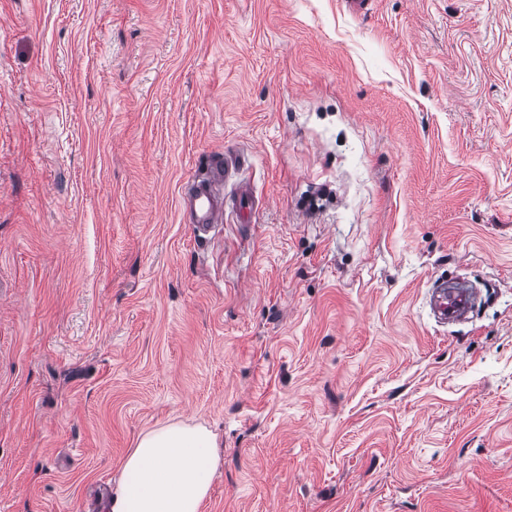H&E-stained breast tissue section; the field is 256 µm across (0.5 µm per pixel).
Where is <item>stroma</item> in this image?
<instances>
[{
  "label": "stroma",
  "instance_id": "obj_1",
  "mask_svg": "<svg viewBox=\"0 0 512 512\" xmlns=\"http://www.w3.org/2000/svg\"><path fill=\"white\" fill-rule=\"evenodd\" d=\"M174 421L201 512H512V0H0V512ZM239 164L230 154L215 151L210 154L207 179L193 180L192 192L187 197V210L200 240H205L211 232L224 223L229 211L239 217H245L253 210V201L249 191L241 189L234 196L223 194L221 200L215 193V185L226 183L235 173ZM448 281H434L428 290V304L436 322L447 324L467 308L470 302L468 290L448 289Z\"/></svg>",
  "mask_w": 512,
  "mask_h": 512
}]
</instances>
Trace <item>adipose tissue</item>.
I'll list each match as a JSON object with an SVG mask.
<instances>
[{"label": "adipose tissue", "instance_id": "obj_1", "mask_svg": "<svg viewBox=\"0 0 512 512\" xmlns=\"http://www.w3.org/2000/svg\"><path fill=\"white\" fill-rule=\"evenodd\" d=\"M215 435L173 422L144 433L104 512H200L220 465Z\"/></svg>", "mask_w": 512, "mask_h": 512}]
</instances>
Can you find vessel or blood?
Here are the masks:
<instances>
[{
    "instance_id": "obj_1",
    "label": "vessel or blood",
    "mask_w": 512,
    "mask_h": 512,
    "mask_svg": "<svg viewBox=\"0 0 512 512\" xmlns=\"http://www.w3.org/2000/svg\"><path fill=\"white\" fill-rule=\"evenodd\" d=\"M237 160L232 155L212 152L205 179L194 182L187 198V210L198 238H206L224 222L226 213L244 217L253 210L252 197L248 190H240L232 196L217 197L216 185L226 183L238 170ZM470 302L467 290L449 288L447 281L433 282L428 290V304L436 322L444 324L448 319L461 314Z\"/></svg>"
}]
</instances>
